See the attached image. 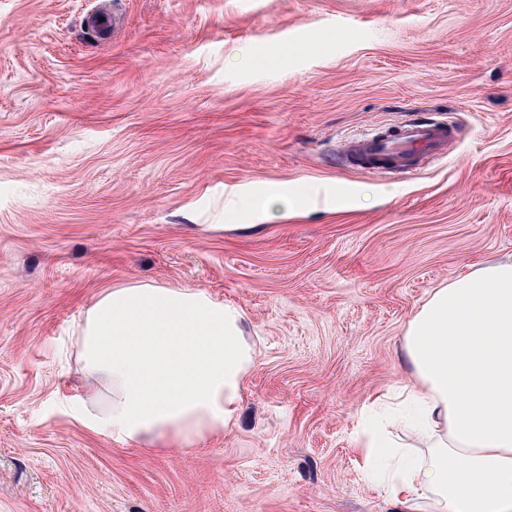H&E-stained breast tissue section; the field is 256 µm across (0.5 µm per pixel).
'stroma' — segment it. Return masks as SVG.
Returning a JSON list of instances; mask_svg holds the SVG:
<instances>
[{
    "label": "stroma",
    "instance_id": "35a3bbf8",
    "mask_svg": "<svg viewBox=\"0 0 512 512\" xmlns=\"http://www.w3.org/2000/svg\"><path fill=\"white\" fill-rule=\"evenodd\" d=\"M414 114L447 157L337 155ZM505 259L512 0H0V512H401L358 415L431 290ZM140 283L239 306L256 350L189 452L72 410L83 316Z\"/></svg>",
    "mask_w": 512,
    "mask_h": 512
}]
</instances>
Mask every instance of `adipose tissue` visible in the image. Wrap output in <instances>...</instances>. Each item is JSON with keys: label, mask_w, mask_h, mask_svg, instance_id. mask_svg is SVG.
I'll return each instance as SVG.
<instances>
[{"label": "adipose tissue", "mask_w": 512, "mask_h": 512, "mask_svg": "<svg viewBox=\"0 0 512 512\" xmlns=\"http://www.w3.org/2000/svg\"><path fill=\"white\" fill-rule=\"evenodd\" d=\"M243 322L201 289L105 291L75 338L82 423L122 444L186 452L226 432L256 362ZM402 353L412 383L360 414L364 471L404 512H512V260L433 289ZM391 405L411 441L378 418Z\"/></svg>", "instance_id": "adipose-tissue-1"}]
</instances>
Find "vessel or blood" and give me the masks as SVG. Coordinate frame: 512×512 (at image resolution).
Returning a JSON list of instances; mask_svg holds the SVG:
<instances>
[{"label": "vessel or blood", "instance_id": "vessel-or-blood-1", "mask_svg": "<svg viewBox=\"0 0 512 512\" xmlns=\"http://www.w3.org/2000/svg\"><path fill=\"white\" fill-rule=\"evenodd\" d=\"M456 136L454 127L430 118L400 122L393 131L355 138L342 150L343 159H354L371 171H415L423 159L445 157Z\"/></svg>", "mask_w": 512, "mask_h": 512}]
</instances>
